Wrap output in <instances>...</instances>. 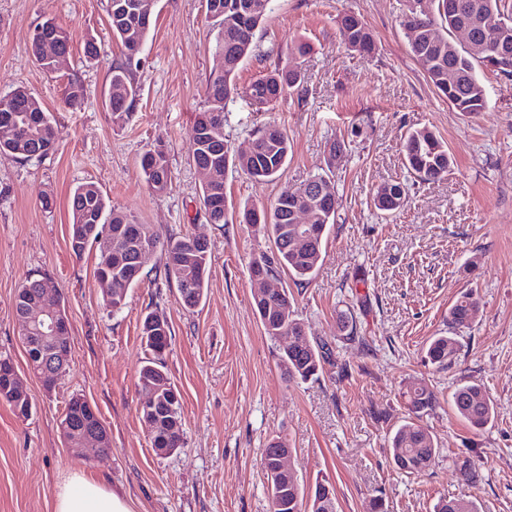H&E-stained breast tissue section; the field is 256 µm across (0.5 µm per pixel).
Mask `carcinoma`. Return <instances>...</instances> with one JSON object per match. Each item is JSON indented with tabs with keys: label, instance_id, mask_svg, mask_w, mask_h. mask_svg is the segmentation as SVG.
<instances>
[{
	"label": "carcinoma",
	"instance_id": "cac0c4a2",
	"mask_svg": "<svg viewBox=\"0 0 512 512\" xmlns=\"http://www.w3.org/2000/svg\"><path fill=\"white\" fill-rule=\"evenodd\" d=\"M142 0H108L107 13L112 39L132 57L135 48L147 40L154 25L153 19L138 13ZM208 6L207 19L215 33V52L224 63L210 74L206 87V106L199 113L190 134L189 144L194 164H212L210 179L202 186V199L209 223L229 222V206L225 192V180L229 167L240 169L256 181L271 182L278 179L288 162L292 150L288 135L273 121L261 125L251 141L248 156L232 154L224 138V109L230 101L245 97L258 112H267L280 99L299 91L304 74L298 62L276 65L274 69L247 86L236 81L241 65L249 56L260 51L256 31L265 22L271 0H218L222 10ZM418 0H405L400 27L404 31L413 56L422 64L432 85L450 106L464 116L484 109L486 88L478 70L488 68L484 55L458 47L448 35L455 24L448 20V0H433L434 11L424 13L416 9ZM462 14L460 19L476 25V41L493 42L503 47L512 58V14L501 9L502 0H458ZM499 15L508 25L506 31H485L478 26L484 15ZM336 26L342 44L363 56L374 50V39L363 20L352 12L336 18ZM41 27L53 37L58 49L70 53V36L57 22L47 20ZM30 51L47 73L55 71L54 61L46 56L43 47L31 40ZM457 72L454 83H448V70ZM135 90L128 68L119 64L112 67L109 80V103L114 112H125L131 106ZM84 88L76 76L68 78L65 87V103L70 107L80 104ZM22 111L15 113L13 137L0 138V153H8L17 159L29 161L41 159L53 149L58 139V125L52 113L45 111L32 92L18 87L10 93ZM404 165L423 181H431L447 175L454 160L445 143L427 128L409 132L404 138ZM142 174L149 186L161 193L171 183V170L164 150L157 148L145 153L140 161ZM313 188L306 198L292 190L282 192L268 208H248L238 213L239 222L262 226L273 243L272 255L262 253L249 265L250 274L277 278L284 270L298 286L307 284L322 260V247L330 226L336 223L340 207L336 185L329 175L313 176ZM404 187L395 182L380 187L374 197L375 207L383 212H393L403 204ZM307 207L313 213V226L317 236L313 242L297 247L294 212ZM112 235L124 238V249L116 256L99 255L95 275L108 269L121 267L127 273L112 277V299L109 307L118 310L124 304L129 288L141 282V265L159 262L165 280L173 284L183 307L190 311L198 306L204 296L207 280L210 243L201 244L193 235L169 237L165 240L149 224L137 223L126 211H117L107 204L100 189L93 183L79 185L71 196V224L69 244L74 255L81 256L97 243L105 228ZM292 297L291 292L270 296L263 303H255L264 333L271 339L284 334L295 336V344L279 355L285 373L293 380L302 382L318 377L323 365L330 362L332 351L325 345L312 344L306 325L295 316H285L283 309ZM480 306L475 294L466 292L448 309V322L464 326L473 321ZM141 335L145 339L152 358L138 372L139 387H153L159 395L154 406L155 420L164 427L182 422L181 401L171 402L168 394L175 391L164 371L165 357L170 346V326L167 319L157 314L145 317ZM459 343L454 336H438L428 347L433 363L449 365L454 361ZM408 410L413 418L405 421L394 433L389 449L398 470L408 475L419 474L434 460L438 453L432 435L416 421L421 414L431 410L436 397L427 386L415 383L403 392ZM451 406L455 414L471 427L480 429L493 419L495 409L482 387L477 383L464 384L451 394ZM61 423L70 427L64 436L67 446L76 444L75 436L81 430L100 423L79 395H73L66 403ZM183 427L167 434L163 431L152 436L153 447L176 450L181 447ZM285 439L276 437L264 449L262 464L266 472L273 471V457L280 448H286ZM271 481L270 498L273 512H336V499L325 505L310 504L305 489L297 477L275 475Z\"/></svg>",
	"mask_w": 512,
	"mask_h": 512
}]
</instances>
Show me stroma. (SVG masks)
<instances>
[{
  "label": "stroma",
  "instance_id": "35a3bbf8",
  "mask_svg": "<svg viewBox=\"0 0 512 512\" xmlns=\"http://www.w3.org/2000/svg\"><path fill=\"white\" fill-rule=\"evenodd\" d=\"M107 0H0V96L23 86L53 113L60 131L46 157L0 154V354L9 356L32 401L28 418L0 400V512H54L60 489L77 474L104 480L131 512H270L262 453L280 436L292 450L301 484L329 480L337 512H434L442 498L472 496L480 512H512V77L489 70L482 112H455L411 54L399 26L403 0H272L257 38L277 59L297 57L305 82L267 112L247 100L230 103L224 137L231 151L251 141L262 122H276L292 152L281 177L257 182L232 170L225 183L235 210L269 205L326 171V145L347 151L334 180L341 199L323 259L291 308L316 344L334 357L318 379H288L278 364L286 340L265 335L254 307L250 259L271 243L250 224H211L203 178L189 136L202 111L218 59L206 0H156V22L136 55L128 111L112 112L109 71L125 56L112 40ZM359 15L375 40L363 57L341 43L336 17ZM62 24L71 38L63 71L47 73L29 46L35 28ZM94 42L99 55L87 59ZM85 87L78 108L63 101L69 75ZM427 128L447 145L454 168L421 181L403 165L407 132ZM163 146L172 171L167 191H153L141 156ZM406 187L401 209L385 215L373 196L385 184ZM94 183L112 208L132 213L160 234L208 239V283L187 311L162 271L148 264L120 310L105 302L94 276L100 249L75 256L69 246L70 198ZM478 265H469L471 256ZM50 274L65 299L70 365L59 386L44 389L30 372L14 311L28 275ZM465 291L480 299L476 319L448 323ZM171 329L166 370L182 397L183 445L157 454L140 420L136 372L149 352L141 339L148 313ZM352 317L354 336L341 331ZM454 336L452 365L431 363L433 337ZM421 381L437 404L419 422L439 451L420 476L394 465L387 447L406 420L402 393ZM481 384L495 416L475 430L456 417L450 397L461 384ZM86 398L110 438V450L73 455L60 419L71 395ZM476 486L460 479L464 462Z\"/></svg>",
  "mask_w": 512,
  "mask_h": 512
}]
</instances>
